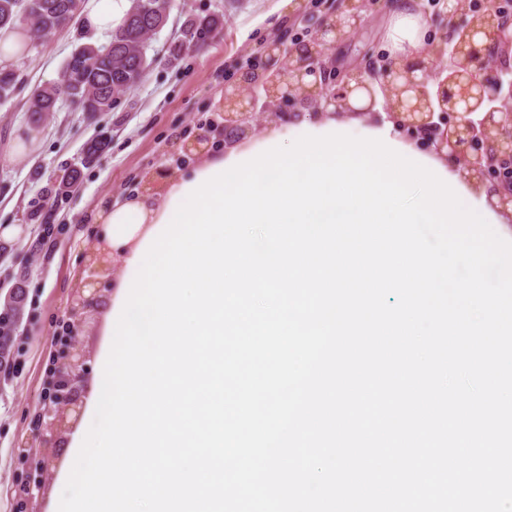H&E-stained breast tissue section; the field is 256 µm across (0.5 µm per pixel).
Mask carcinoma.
<instances>
[{
	"label": "carcinoma",
	"instance_id": "obj_1",
	"mask_svg": "<svg viewBox=\"0 0 512 512\" xmlns=\"http://www.w3.org/2000/svg\"><path fill=\"white\" fill-rule=\"evenodd\" d=\"M83 0H0V29L18 24L27 25L36 36L55 32L67 20L81 14ZM136 15H127L114 32L110 44L96 47L91 44L78 47L66 61L58 83L41 89L29 102L30 120L38 123L56 111L65 97L89 114L109 112L117 100L140 81L149 66L145 43L154 29V22L162 18L164 8L160 0H132ZM220 20L190 19L184 29V39L173 48V56L200 41L218 29ZM18 84L17 71L0 68V101L12 97ZM105 139L89 141L83 150L82 162L91 163L105 152ZM78 170L66 169L58 175L47 196L55 199L67 195L77 185ZM17 326L8 314L0 316V351L8 348Z\"/></svg>",
	"mask_w": 512,
	"mask_h": 512
}]
</instances>
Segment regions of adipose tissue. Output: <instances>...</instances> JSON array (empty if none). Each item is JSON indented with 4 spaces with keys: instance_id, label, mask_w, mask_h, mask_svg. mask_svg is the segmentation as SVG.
<instances>
[{
    "instance_id": "obj_1",
    "label": "adipose tissue",
    "mask_w": 512,
    "mask_h": 512,
    "mask_svg": "<svg viewBox=\"0 0 512 512\" xmlns=\"http://www.w3.org/2000/svg\"><path fill=\"white\" fill-rule=\"evenodd\" d=\"M131 8V0H86L84 24L94 34H108L119 27ZM428 26L418 0H392L387 10L383 33V46L389 56L397 62H404L420 55L427 46ZM367 99L360 95L351 98V116H336L333 109H306L287 123L273 126L261 135H246L233 144L211 150L192 164L174 170L156 193L139 192L134 196L101 206L97 216L102 226L101 240L121 265V274L112 281L109 306H116L129 266L146 235L171 217L170 203L176 194L182 193L188 183L194 182L201 174L229 162L230 158L250 154L258 145L271 139L301 131L303 126L333 128L345 125L353 133L361 130H387L385 121L366 118Z\"/></svg>"
}]
</instances>
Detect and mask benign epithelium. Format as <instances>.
<instances>
[{
	"instance_id": "benign-epithelium-1",
	"label": "benign epithelium",
	"mask_w": 512,
	"mask_h": 512,
	"mask_svg": "<svg viewBox=\"0 0 512 512\" xmlns=\"http://www.w3.org/2000/svg\"><path fill=\"white\" fill-rule=\"evenodd\" d=\"M366 0H335L313 41L278 37L261 55L258 68L244 69L224 88L223 112L208 121L209 129L245 135L253 129L254 108L278 115L280 102L329 106L346 117L350 96L367 94L368 107L383 96L387 118L411 141L460 166L469 181L484 188L496 209L512 219V0H495L483 9L470 0H447L442 14L446 35L416 59L397 63L370 60L353 73L336 76L326 64L333 43L362 30ZM314 77L311 82L305 81ZM203 134L183 145L191 155L213 148ZM89 275L79 283L66 311L70 329L97 303L100 270L112 267L108 252L86 253ZM86 354L69 342L54 362V378L39 421L53 431L74 425L81 416L78 381Z\"/></svg>"
}]
</instances>
